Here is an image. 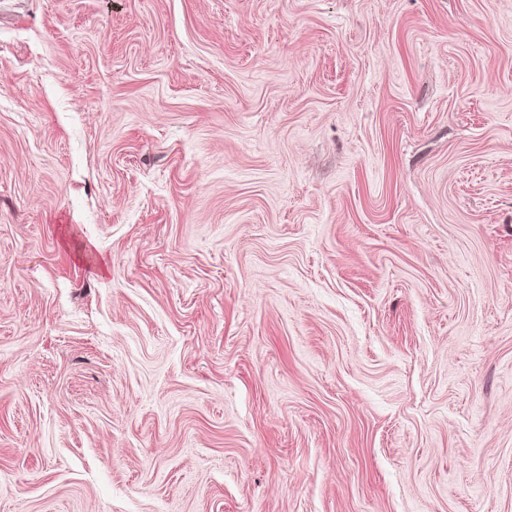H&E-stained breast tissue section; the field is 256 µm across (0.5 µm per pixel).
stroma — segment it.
Listing matches in <instances>:
<instances>
[{"instance_id":"1","label":"stroma","mask_w":512,"mask_h":512,"mask_svg":"<svg viewBox=\"0 0 512 512\" xmlns=\"http://www.w3.org/2000/svg\"><path fill=\"white\" fill-rule=\"evenodd\" d=\"M0 512H512V0H0Z\"/></svg>"}]
</instances>
